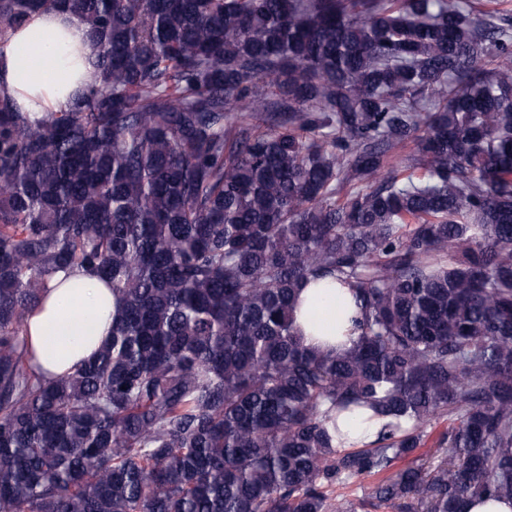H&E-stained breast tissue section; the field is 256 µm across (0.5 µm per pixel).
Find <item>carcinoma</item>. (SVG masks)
I'll return each mask as SVG.
<instances>
[{
    "instance_id": "obj_1",
    "label": "carcinoma",
    "mask_w": 512,
    "mask_h": 512,
    "mask_svg": "<svg viewBox=\"0 0 512 512\" xmlns=\"http://www.w3.org/2000/svg\"><path fill=\"white\" fill-rule=\"evenodd\" d=\"M482 5L0 0V40L65 9L97 48L64 110L0 87V512L512 501V13ZM74 269L112 336L47 381L27 322ZM328 275L348 348L294 324ZM332 284V279L326 278L318 282H310L303 285V287L299 291L300 305L295 312V322L303 330L307 343L317 346L322 343L323 338L325 336H336V328L340 319L341 334L338 335L342 336L341 341L343 347H348L350 346V340L352 336L350 333L352 325L351 319L356 315L357 312V308L354 304V299L348 287L337 284L335 281V288H332L335 289V293L336 289L340 290L347 298V307L345 308L341 315L336 317L335 312L330 322L321 325L313 323L311 321L312 317L310 311L312 305L316 301H323L331 305H334V303L332 302L331 295L325 292V290L332 289L321 288L323 285Z\"/></svg>"
}]
</instances>
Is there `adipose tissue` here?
<instances>
[{
	"mask_svg": "<svg viewBox=\"0 0 512 512\" xmlns=\"http://www.w3.org/2000/svg\"><path fill=\"white\" fill-rule=\"evenodd\" d=\"M96 55L84 23L65 11L34 15L28 24L0 44V85L13 95L22 111L38 116L68 106L86 88L84 75ZM295 322L307 343L324 337L351 340V320L357 312L348 304L339 321L313 323L315 302H330L320 283L299 291ZM112 323V292L102 277L89 270L57 273L49 281L47 298L28 319L29 343L45 378L60 377L91 358L107 338Z\"/></svg>",
	"mask_w": 512,
	"mask_h": 512,
	"instance_id": "adipose-tissue-1",
	"label": "adipose tissue"
}]
</instances>
